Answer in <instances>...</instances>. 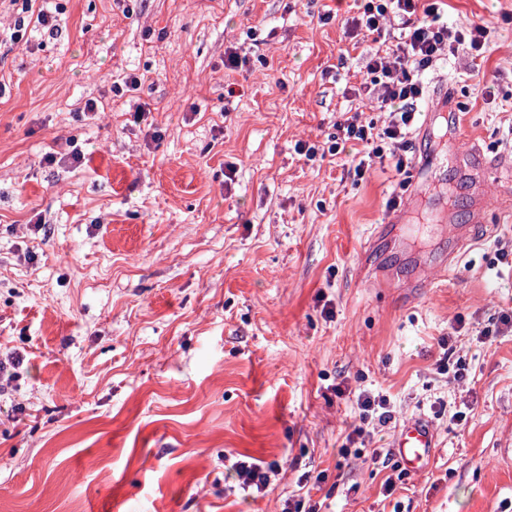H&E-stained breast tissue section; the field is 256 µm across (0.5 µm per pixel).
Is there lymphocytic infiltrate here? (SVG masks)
Instances as JSON below:
<instances>
[{
	"instance_id": "1",
	"label": "lymphocytic infiltrate",
	"mask_w": 512,
	"mask_h": 512,
	"mask_svg": "<svg viewBox=\"0 0 512 512\" xmlns=\"http://www.w3.org/2000/svg\"><path fill=\"white\" fill-rule=\"evenodd\" d=\"M443 0H362L361 11L351 19L355 29L381 32L390 16H397L404 28L392 59L381 57L378 51L367 50L365 70L368 76L364 90L378 88L377 104L387 111L389 121L384 127L363 123L359 113L343 116L336 123V141L330 154H338L347 142L364 143L368 152L354 167L355 177H363L374 161L392 160L397 171H405L407 154L412 148L409 139L417 115V103L424 96L419 74L433 67L443 51H456L468 45L471 51H481L487 43L489 26L472 23L461 29L441 24L439 10ZM359 421L352 425L339 453L349 456L350 447L370 438L371 423H387L392 417L386 395L360 392L357 396Z\"/></svg>"
}]
</instances>
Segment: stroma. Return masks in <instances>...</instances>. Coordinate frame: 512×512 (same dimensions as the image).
Wrapping results in <instances>:
<instances>
[{"instance_id": "35a3bbf8", "label": "stroma", "mask_w": 512, "mask_h": 512, "mask_svg": "<svg viewBox=\"0 0 512 512\" xmlns=\"http://www.w3.org/2000/svg\"><path fill=\"white\" fill-rule=\"evenodd\" d=\"M359 5L67 0L19 48L0 0V358L22 359L0 379V512H282L301 497L320 512H512L507 192L486 188L491 223L412 294V253L373 235L400 175L387 161L356 179L358 144L326 153L340 113L388 119L355 89L363 51L394 47L401 23L350 34ZM441 13L493 35L482 58L422 73L418 111L448 84L471 139L512 156V0ZM135 73L140 89L116 92ZM445 357L463 383L438 373ZM364 390L390 397L392 419L344 458ZM420 417L429 464L383 497L372 451ZM237 460L279 473L248 493Z\"/></svg>"}]
</instances>
